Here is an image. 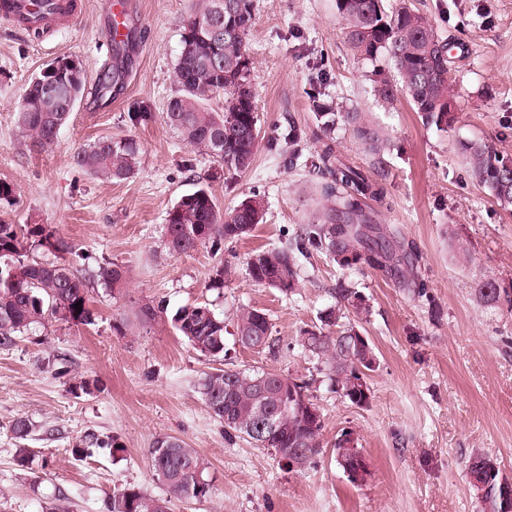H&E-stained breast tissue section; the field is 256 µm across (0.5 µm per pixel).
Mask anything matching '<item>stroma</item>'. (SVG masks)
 Instances as JSON below:
<instances>
[{
	"label": "stroma",
	"instance_id": "stroma-1",
	"mask_svg": "<svg viewBox=\"0 0 512 512\" xmlns=\"http://www.w3.org/2000/svg\"><path fill=\"white\" fill-rule=\"evenodd\" d=\"M406 2L438 35L452 41L455 120L426 124L403 93L378 96L372 69L399 78L386 60H360L344 39L336 0H257L247 36L259 116V143L245 172L227 171L193 150L163 120L177 92L175 64L190 0H135L131 26L140 33L124 90L105 108L79 101L51 147L20 137L17 112L25 90L48 63L79 58L88 87L112 64L100 0H82L75 25L39 37L0 23V180L12 185L0 218L41 224L69 251L40 258L92 271L122 266L118 290L88 283L92 322L46 321L35 335L0 346V512H46L67 496L73 512H105L112 492L162 489L148 451L175 436L210 463L212 494L172 501L171 512H483L465 468L483 454L512 479V310L483 303L476 286L487 278L512 289V205H501L469 174L465 148L478 142L512 158V0H386ZM335 112L359 111L385 143L366 151L351 127H324L313 98ZM147 103L154 114L134 125L128 114ZM131 138L141 148L136 174L106 182L74 165L73 155L101 137ZM364 167L387 193L369 203L373 223L412 244L395 251L394 270L340 266L315 253L298 260L291 295L253 282L246 262L257 251L289 245L314 223L325 202L314 169L324 140ZM208 185L221 210L246 198L263 200L265 216L246 237L187 255L163 245L165 219L178 199ZM425 286L417 294L406 270ZM362 296L367 311L354 325L373 346L376 365L365 377L368 406L358 407L318 378L293 340L317 326L339 289ZM169 313L141 324L134 313L149 301ZM209 302L225 323L240 307L264 309L280 340L256 352L226 335L227 363L312 378L322 417L321 452L300 470L245 440L227 441L199 393L215 364L193 350L171 324L178 308ZM64 358L57 371L55 358ZM91 393L77 392L81 381ZM28 417L27 466L15 460L10 425ZM116 440L78 462L71 447L87 430ZM350 433L368 464L351 482L332 448Z\"/></svg>",
	"mask_w": 512,
	"mask_h": 512
}]
</instances>
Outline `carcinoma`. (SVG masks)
<instances>
[{"instance_id":"carcinoma-1","label":"carcinoma","mask_w":512,"mask_h":512,"mask_svg":"<svg viewBox=\"0 0 512 512\" xmlns=\"http://www.w3.org/2000/svg\"><path fill=\"white\" fill-rule=\"evenodd\" d=\"M220 0H191L190 11L180 35L181 51L175 66L177 94L167 104L165 123L181 135L186 145L217 159L225 168L242 172L252 163L258 144V114L251 84L252 61L246 39L256 11V0H227L233 5L230 28L224 40L216 43L204 32L201 23L213 14ZM336 8L345 21V36L359 58L375 62L387 58L397 72L401 89L424 114L427 122L441 130L448 128L449 43L441 39L431 23L400 3L387 10L384 0H336ZM136 39L130 31L113 41L112 71L99 79L96 101L108 105L112 93L123 87ZM39 81H31L18 112V129L24 137L41 148L52 146L71 113L63 109V95L74 99L83 96L86 86L82 66L58 67L51 73L39 72ZM50 80L63 90L53 95L43 81ZM222 98L215 110L209 101ZM357 141L375 149L382 135L359 112L344 113ZM140 146L131 138L101 137L73 155V163L91 176L106 181L130 178L139 163ZM467 164L471 176L487 188L504 205L512 204V168L508 161L491 148L472 143L468 146ZM317 172L327 177L321 193L327 201L322 224L301 228L294 243L271 252L253 254L247 262L252 281L275 288L288 295L297 282L296 255L310 250L323 251L343 266L363 263L372 269H386L392 260L390 242L373 234L365 212L368 200L381 203L385 193L380 183L360 167L346 164L329 144L319 154ZM264 205L253 197L229 211H221L206 186L180 197L167 213L164 246L171 254H189L198 248L222 240H234L250 233L262 223ZM46 248L70 251L64 240H51L41 224H11L0 219V346L43 326L48 319L71 324H89L86 279L69 266L55 261L29 258V251ZM102 282L117 290L125 279L118 265L106 266L97 273ZM486 304L505 303L512 307V293L486 279L477 288ZM358 296L348 288L338 291L336 304L321 317L322 326L303 329L295 344L317 364L329 386L352 404L362 407L369 394L358 389L352 380L360 379L359 365L364 351L357 348V331L343 324L348 307L360 309ZM82 302V309L75 304ZM166 313L162 301L139 306L135 318L148 323ZM176 331L201 355L223 361L225 356L224 318L211 304L197 303L179 309L172 317ZM236 335L245 348L262 351L275 346L272 325L267 313L247 307L236 315ZM265 377L274 388L261 395L255 382ZM311 380L294 378L275 370L217 368L200 384V394L212 416L224 424V435L232 441L242 438L271 452L292 468L306 466L319 453L321 415L309 396ZM272 419V426H262L259 408ZM33 424L24 416L12 421L11 431L18 443L28 440ZM346 433L336 442V462L348 472L363 458L356 446L348 445ZM100 448L117 449L110 437L86 431L71 448L77 461L90 457ZM149 464L161 495H147L126 488L112 493L107 512H170V504L198 501L211 495L213 479L206 459L195 448L174 436L158 438L149 450ZM469 483L481 494L484 512H504V490L512 489V480L500 474L489 457L475 455L466 466Z\"/></svg>"}]
</instances>
